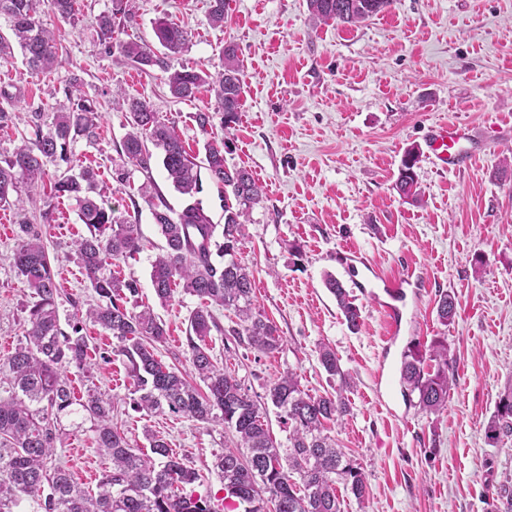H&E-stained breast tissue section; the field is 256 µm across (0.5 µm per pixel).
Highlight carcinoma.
<instances>
[{
	"instance_id": "obj_1",
	"label": "carcinoma",
	"mask_w": 512,
	"mask_h": 512,
	"mask_svg": "<svg viewBox=\"0 0 512 512\" xmlns=\"http://www.w3.org/2000/svg\"><path fill=\"white\" fill-rule=\"evenodd\" d=\"M129 0H111V8L96 19L99 45L117 49L128 62L146 72L153 67L166 73L169 92L176 99H191L202 87L214 96L215 111L195 113L203 132L220 116L228 130L238 120L246 83L236 47L224 46L219 64L209 69L189 68L179 60L192 33L185 25L158 20L154 34L160 49L138 39L115 37L132 17ZM393 0H307L310 19L353 26L391 6ZM76 0H0V19L11 36L0 32V64L14 57L18 45L28 66L50 73L66 62L54 32L44 26L42 7L57 18L75 22ZM226 0H210L209 20L224 27ZM69 107L31 113L32 137L22 139L11 156L0 161V204L23 209V199H10L20 186L30 192L43 185L47 166L62 162L66 169L51 187L55 198L74 199L88 235L75 242L78 264L100 302L89 306L85 316L74 314L73 333L60 327L57 299L60 288L39 233L30 224L20 225L23 236L12 258L17 276L30 290L27 305L30 328L25 340L0 364V378L9 385L0 396V512H15L25 497L38 503L40 512H220L209 496L185 492L200 475L172 453L166 441H150L152 455L131 447L112 423V399L100 391L87 394L82 410L94 422L99 451L111 467L99 483L97 495L87 494L68 469L52 462L59 415L74 403L67 372L85 370L88 343L79 323L88 319L121 344L134 381V407L151 413L168 411L202 423H220L233 430L243 455L224 449L214 469L224 483L226 497L243 506V512H342L336 493L340 482L361 502L367 486L358 467L336 442L324 434V422L338 420L348 412L344 392L351 380L341 370L336 353L319 350V361L331 377L339 378L335 392L315 396L300 387L298 377L288 372L271 384L264 397L253 396L232 373L217 367L206 338L221 330L212 307L235 312L239 323L229 333L240 345L271 354L281 346L276 324L253 307L254 275L239 256L250 210L262 201L263 187L248 170L226 165L228 142L216 139L204 145V158L186 149L176 128L159 120L149 101L141 98L113 100L125 106L130 130L121 143V170L139 171L145 180L139 186L154 224L165 245L151 263V282L160 303L174 288L200 300L189 317L187 337L189 362L206 387L200 392L176 368L162 363L157 345L167 339L165 323L148 306L136 300V284L118 275H104L105 266L140 252V224L118 221L97 192L98 171L78 158L70 146L84 138L97 139L94 101L81 90L78 79L64 89ZM174 189L191 199L174 212L152 177L153 151ZM208 179L224 191V223L217 224L195 195ZM395 189L405 202L418 206L421 190L415 172L401 163ZM326 287L336 298L347 326L358 328L360 308L336 277H326ZM455 298L440 294L437 316L443 325L455 316ZM401 380L409 393L418 396V406L427 413L445 409L455 374L448 368V346L434 342L428 354L410 353L401 366ZM283 413L291 425L288 449L275 447L264 420L266 406ZM491 440L512 436V383L498 395L496 409L487 423ZM497 512H512V485L496 491Z\"/></svg>"
}]
</instances>
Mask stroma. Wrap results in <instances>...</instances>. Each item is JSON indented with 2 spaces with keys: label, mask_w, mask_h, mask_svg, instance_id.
Masks as SVG:
<instances>
[{
  "label": "stroma",
  "mask_w": 512,
  "mask_h": 512,
  "mask_svg": "<svg viewBox=\"0 0 512 512\" xmlns=\"http://www.w3.org/2000/svg\"><path fill=\"white\" fill-rule=\"evenodd\" d=\"M131 5L130 37L154 42V23L163 17L188 24L193 37L181 58L185 66L217 63L225 43L237 44L247 84L236 124L227 131L214 125L213 132L228 141L227 166L246 168L265 188L240 249L254 271L255 306L277 325L282 344L272 354L238 345L230 334L233 312L217 307L221 328L207 339L216 365L254 395L289 371L306 392L323 395L336 382L319 350H335L354 384L346 394L349 412L330 434L367 485L361 502L340 493L343 512H494L497 486L512 482V437L493 443L485 434L500 391L512 381V168L501 164L512 151V0H394L387 11L345 28L313 25L307 0H228L220 29L209 23L208 0ZM110 6V0H77L72 24L44 14L67 58L55 71H31L19 54L0 66V88L20 95L13 124L0 128V160L30 136L31 113L66 105L64 88L79 78L96 105L99 137L77 140L72 150L98 169V188L115 217L141 226V251L115 270L136 281L140 300L166 325L159 359L187 372L188 318L199 301L179 287L164 303L154 294L151 263L163 240L138 193L143 174L116 180L112 161L128 126L112 93L149 100L194 152L206 141L194 114L214 100L204 90L174 99L161 70L144 73L119 52H105L95 19ZM448 122L474 129L478 156L460 171L436 169L424 151L427 127ZM412 147L421 150L418 206L394 188ZM23 221L40 233L63 292L62 329L73 324L76 310L98 300L72 251L87 232L75 200L50 198L44 189L24 211L0 207V360L28 327L29 290L11 269ZM346 249L356 250L358 264H341ZM329 274L359 306L358 330L348 328L326 288ZM406 275L414 285L387 289ZM445 292L457 300L448 325L436 314ZM394 311L401 318L395 335ZM83 333L89 369L70 373L75 398L95 387L109 392L113 421L132 447L147 454L150 438H163L202 474L195 493L235 512L213 466L216 454L233 447L232 433L169 412L135 410L128 361L115 340L88 321ZM437 340L448 344L456 384L447 408L428 414L405 393L400 366L404 353L428 351ZM53 460L95 491L109 462L86 413L62 416Z\"/></svg>",
  "instance_id": "1"
}]
</instances>
